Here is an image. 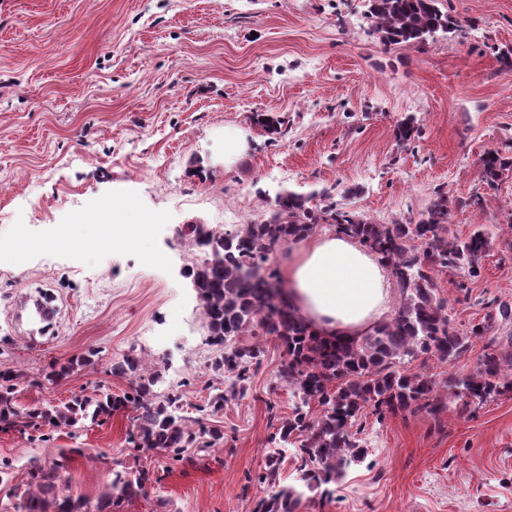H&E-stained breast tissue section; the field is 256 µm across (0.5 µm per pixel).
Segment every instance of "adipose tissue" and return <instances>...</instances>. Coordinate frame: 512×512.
I'll use <instances>...</instances> for the list:
<instances>
[{
	"label": "adipose tissue",
	"mask_w": 512,
	"mask_h": 512,
	"mask_svg": "<svg viewBox=\"0 0 512 512\" xmlns=\"http://www.w3.org/2000/svg\"><path fill=\"white\" fill-rule=\"evenodd\" d=\"M281 281L290 309L323 336L361 339L392 310L387 265L358 240L331 231L291 243Z\"/></svg>",
	"instance_id": "obj_1"
}]
</instances>
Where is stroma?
I'll return each instance as SVG.
<instances>
[{
  "label": "stroma",
  "mask_w": 512,
  "mask_h": 512,
  "mask_svg": "<svg viewBox=\"0 0 512 512\" xmlns=\"http://www.w3.org/2000/svg\"><path fill=\"white\" fill-rule=\"evenodd\" d=\"M474 28L416 48H385L366 0H0V363L17 370L14 425L0 424V512H27L30 459L64 458L54 498L94 512L113 469L148 470L146 490L119 512H252L267 494L256 474L277 449L293 398L276 374L275 340L246 396L211 423L205 453L169 460L134 449L132 411L99 423L29 424L31 409L72 397L120 395L110 372L127 353L180 387L193 413L217 378L207 368L200 310L180 270L175 230L198 219L243 224L290 189L335 187L336 201L377 224L418 220L436 191L483 208H453L448 232L485 228L477 275L432 276L453 326L512 306V173L482 181L490 150L512 157V0H448ZM287 117L268 131L257 114ZM413 120L419 135L397 141ZM245 148L224 158V131ZM144 224L140 243L113 241L110 223ZM51 291L54 327L33 337L17 306ZM457 362L414 360L408 372L475 368L491 336ZM94 352L92 364L49 383L51 365ZM368 451L331 497L305 490L298 512H512V391L482 404L452 398L442 413L376 420Z\"/></svg>",
  "instance_id": "stroma-1"
}]
</instances>
